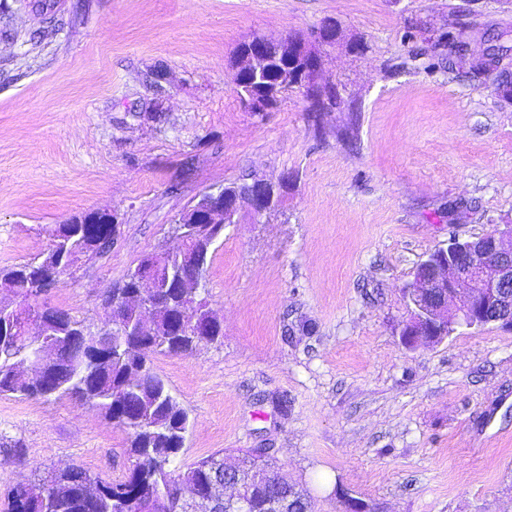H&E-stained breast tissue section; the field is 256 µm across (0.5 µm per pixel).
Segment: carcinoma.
Returning a JSON list of instances; mask_svg holds the SVG:
<instances>
[{
  "label": "carcinoma",
  "instance_id": "cac0c4a2",
  "mask_svg": "<svg viewBox=\"0 0 512 512\" xmlns=\"http://www.w3.org/2000/svg\"><path fill=\"white\" fill-rule=\"evenodd\" d=\"M485 48L473 56L470 44L449 32L440 46L442 55L423 51L412 56L422 60L424 69L434 70L440 57H446L448 71L464 66L475 76L490 73L500 63L495 36H480ZM308 101V121L314 132L323 129V116L348 109L333 84H298ZM105 224H52L41 227L50 241L49 252L65 256L102 257L105 252L92 241L105 231ZM196 250L200 257L197 273L206 275L211 245L209 225H192ZM158 285L156 294L163 306L152 311L149 328H143V306L130 304V278L136 267L128 269L122 280L105 296L107 319L97 329L100 346L89 345L84 337L75 335L84 324L63 311L49 306L48 292L35 288L33 276L40 262L34 260L0 269V281L15 290L20 299L19 311H5L0 316V394L49 399L72 395L97 409L104 418L124 431L128 438L131 466L121 480L93 477L80 467L53 470L27 483L12 486L4 495L6 512H211L210 499H219L224 491L222 470L237 471L246 477L250 469H265L274 482L257 488L252 494L253 512H275L274 501L293 490L298 505L312 512L307 490L288 481L275 471L271 459L254 461L247 456L234 462L224 461L217 452L182 469L174 465L185 446L189 429V413L174 397L164 379L151 366L157 354H186L204 343H212L223 335L222 325L209 309L204 293H184L170 287L174 272L181 268L179 251H168L143 257ZM121 318L125 334L112 333V317ZM197 319L211 324L208 336L189 332L174 336L173 323ZM48 343L73 352L57 358L54 380L46 387L29 384L20 370L35 360L40 347Z\"/></svg>",
  "mask_w": 512,
  "mask_h": 512
}]
</instances>
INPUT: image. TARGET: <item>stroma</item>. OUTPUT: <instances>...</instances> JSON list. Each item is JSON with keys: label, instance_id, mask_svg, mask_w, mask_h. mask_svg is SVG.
Here are the masks:
<instances>
[{"label": "stroma", "instance_id": "1", "mask_svg": "<svg viewBox=\"0 0 512 512\" xmlns=\"http://www.w3.org/2000/svg\"><path fill=\"white\" fill-rule=\"evenodd\" d=\"M0 0V267L42 256L41 228L115 211L107 255L48 296L90 327L145 253L175 247L172 218L207 188L287 177L281 205L241 214L215 244L207 299L223 334L154 370L190 413L178 458L271 448L314 512L341 486L376 512H512V332L405 349L403 289L450 234L512 224V104L493 74L398 65L472 23L504 31L512 0ZM57 31L43 36L47 19ZM338 24L326 80L359 115L323 135L293 92L250 111L234 84L252 36ZM166 78L154 85L153 72ZM127 435L78 398L0 395V495L54 468L109 480Z\"/></svg>", "mask_w": 512, "mask_h": 512}]
</instances>
